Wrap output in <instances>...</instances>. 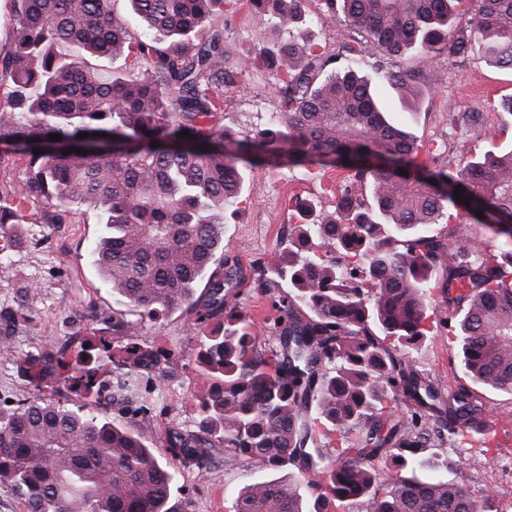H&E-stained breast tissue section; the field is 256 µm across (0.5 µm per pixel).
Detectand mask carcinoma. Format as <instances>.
<instances>
[{"instance_id": "1", "label": "carcinoma", "mask_w": 512, "mask_h": 512, "mask_svg": "<svg viewBox=\"0 0 512 512\" xmlns=\"http://www.w3.org/2000/svg\"><path fill=\"white\" fill-rule=\"evenodd\" d=\"M129 2L150 36L116 22L112 0H11L13 34L0 45V145L25 176L0 187V224H68L72 206L86 207L103 224L91 256L112 301L151 319L189 314L203 381L191 396L198 431L169 432L172 459L200 468L219 451L226 465L314 474L303 487L250 481L236 512H494L495 490L475 494L448 481L430 450L460 438L491 455L473 387L512 391V149L455 170L422 168V144L387 120L371 80L337 67L302 32L272 38L240 64L263 66L279 112L267 128L232 133L223 93L237 66L224 51V0ZM304 3L246 0L253 19L275 32L299 23ZM317 9L330 20L342 14L358 34L344 45L355 59L372 46L422 62L467 58L476 47L486 63L512 70V0H317ZM90 57L123 64L105 72ZM377 73L403 102L423 98L414 72ZM95 142L115 151H57ZM284 163L349 175L332 214L296 201L288 244L259 262L255 287L276 311L275 344L266 348L249 314L224 307L237 269L218 276L211 267L224 249V209L244 191L247 171ZM463 216L469 223H454ZM442 220L448 231L434 232ZM473 224L499 240L496 251L457 249ZM39 292L34 281L19 309L0 310V327L26 321L19 310ZM434 301L459 347L462 375L446 390L409 358L432 335ZM76 318L83 332L64 344L17 355L0 341V358L28 383L0 407V481L25 512H184L169 504L175 468L139 427L150 412L140 381L173 367L177 355L114 345L95 328V307ZM391 394L406 412L388 403ZM112 406L131 424L112 422ZM320 422L336 444L317 442ZM379 458L399 471L382 496Z\"/></svg>"}]
</instances>
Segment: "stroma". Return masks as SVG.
Returning a JSON list of instances; mask_svg holds the SVG:
<instances>
[{"mask_svg": "<svg viewBox=\"0 0 512 512\" xmlns=\"http://www.w3.org/2000/svg\"><path fill=\"white\" fill-rule=\"evenodd\" d=\"M272 37L270 30L257 26L247 10L224 9V48L233 63L251 57ZM390 69L418 71L426 95L416 111H405L386 83H378L379 95L395 118L405 120L419 143L435 149L439 164L456 169L472 157L512 146V114L502 102L512 96V71L467 59L451 63L440 58L420 63L414 57L386 60ZM224 126L247 133L268 124L278 110L279 96L258 69L236 72L224 86ZM478 112L472 129L457 122L459 112ZM344 169L317 165L260 166L248 176V188L225 210L224 260L236 267L238 280L225 288L226 307L247 312L260 330V342H267L264 330L274 312L270 301L254 286L258 262L278 250L287 239L296 215L292 199L313 201L318 210L333 211L336 194L344 187ZM102 226L92 211H74L68 224H0V235L11 246V263L0 266V309L17 308L22 287L30 278L41 284L39 297L30 304L27 320L17 327L11 342L24 353L50 343H64L79 328L74 313L88 303L111 312L112 290L91 264L90 249ZM134 338L175 352L179 360L153 380L151 410L141 427L153 439L157 457L170 461L167 437L170 430L191 432L196 411L190 401L202 382L197 373L195 339L188 317L176 311L152 321L123 308ZM442 311L431 316L433 336L411 350L414 366L439 386H447L452 369L459 364L458 345L449 335ZM486 408L496 418L498 454L487 460L471 445L447 441L443 452L450 467L449 481L475 493L493 488L498 492L497 508L512 501V392L481 389ZM252 476L243 464L228 466L223 458L212 459L205 468L180 472L172 502L186 512H233L239 487Z\"/></svg>", "mask_w": 512, "mask_h": 512, "instance_id": "35a3bbf8", "label": "stroma"}]
</instances>
